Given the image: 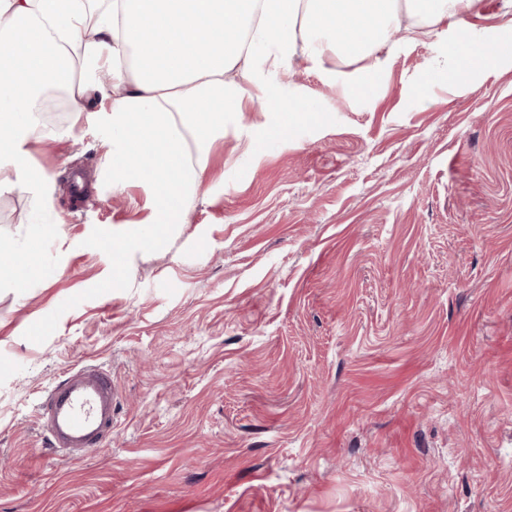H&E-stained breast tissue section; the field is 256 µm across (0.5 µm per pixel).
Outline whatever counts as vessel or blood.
Here are the masks:
<instances>
[{
  "mask_svg": "<svg viewBox=\"0 0 512 512\" xmlns=\"http://www.w3.org/2000/svg\"><path fill=\"white\" fill-rule=\"evenodd\" d=\"M116 404L109 370L93 364L70 369L40 402L41 430L49 450L85 456L106 447Z\"/></svg>",
  "mask_w": 512,
  "mask_h": 512,
  "instance_id": "1",
  "label": "vessel or blood"
}]
</instances>
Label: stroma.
I'll use <instances>...</instances> for the list:
<instances>
[{
    "instance_id": "obj_1",
    "label": "stroma",
    "mask_w": 512,
    "mask_h": 512,
    "mask_svg": "<svg viewBox=\"0 0 512 512\" xmlns=\"http://www.w3.org/2000/svg\"><path fill=\"white\" fill-rule=\"evenodd\" d=\"M455 35L396 34L367 94L331 48L271 71L171 225L150 184L113 188L96 113H36L52 189L0 192V257L44 268L0 281V512H512V52L460 81ZM72 164L97 184L76 213ZM84 364L112 372V438L52 454L40 398Z\"/></svg>"
}]
</instances>
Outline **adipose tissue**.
<instances>
[{"label": "adipose tissue", "mask_w": 512, "mask_h": 512, "mask_svg": "<svg viewBox=\"0 0 512 512\" xmlns=\"http://www.w3.org/2000/svg\"><path fill=\"white\" fill-rule=\"evenodd\" d=\"M477 0H0V191H49L47 172L30 162L33 112L40 93L63 89L74 113L91 92L104 104L112 129V183L127 179L124 163L156 147L146 158L151 183L167 194L198 190L212 143L224 135V117L245 111L266 85L246 89L241 77L292 62L298 45L308 56L325 43L367 59L357 84L366 86L390 53V33L409 38L427 27L453 24ZM503 39L469 43L459 73L489 70ZM108 86H94L100 71ZM178 176L170 178L169 165Z\"/></svg>", "instance_id": "obj_1"}]
</instances>
